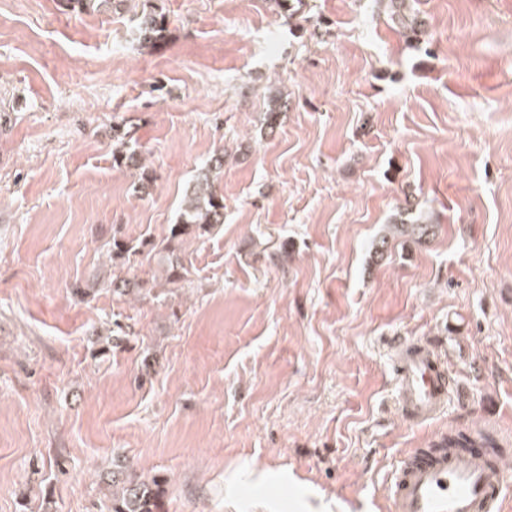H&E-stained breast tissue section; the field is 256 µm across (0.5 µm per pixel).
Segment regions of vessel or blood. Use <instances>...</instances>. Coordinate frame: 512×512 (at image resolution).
I'll use <instances>...</instances> for the list:
<instances>
[{
	"mask_svg": "<svg viewBox=\"0 0 512 512\" xmlns=\"http://www.w3.org/2000/svg\"><path fill=\"white\" fill-rule=\"evenodd\" d=\"M394 372L402 416L419 424L448 404L450 377L422 339H396ZM503 450L420 448L395 473L390 512H500L505 493Z\"/></svg>",
	"mask_w": 512,
	"mask_h": 512,
	"instance_id": "vessel-or-blood-1",
	"label": "vessel or blood"
}]
</instances>
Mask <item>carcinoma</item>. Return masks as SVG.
I'll return each mask as SVG.
<instances>
[{
    "label": "carcinoma",
    "instance_id": "1",
    "mask_svg": "<svg viewBox=\"0 0 512 512\" xmlns=\"http://www.w3.org/2000/svg\"><path fill=\"white\" fill-rule=\"evenodd\" d=\"M387 8L390 20L406 42L411 45L419 41V36L423 33L421 21L410 10L409 0H387ZM137 30L143 44L155 47L164 39L165 20L154 14H145L140 18ZM112 138L116 142L113 153L115 160L130 169L137 170L141 185L149 184L151 174L146 170L139 156L133 151L125 150L126 134L115 129ZM223 165L224 157L213 158L186 187L178 221L171 225L166 241L161 243L160 251L167 257V267L164 269L165 280L173 286L184 282L189 273L180 256V243L188 237L203 236L216 225L224 223V196L215 185L216 176L214 175V172L221 169ZM432 229L431 224H408L402 219L390 226V232L408 235L419 244L426 241L432 234ZM134 254L133 247L125 240L112 236L110 258H112V266L115 267L112 276L107 279H97L90 284L77 283L73 285L74 294L84 296L91 288H108L112 291L113 297L121 301L131 295L149 292L146 282L125 277L116 271V268L129 262L130 256ZM448 444L457 447L475 444L485 448L497 447L495 439L490 436H482L476 441L463 432L448 439ZM108 490L112 496V512H157L160 483L155 478L146 480L125 467H119L112 470Z\"/></svg>",
    "mask_w": 512,
    "mask_h": 512
}]
</instances>
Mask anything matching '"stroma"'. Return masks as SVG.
Instances as JSON below:
<instances>
[{
    "instance_id": "1",
    "label": "stroma",
    "mask_w": 512,
    "mask_h": 512,
    "mask_svg": "<svg viewBox=\"0 0 512 512\" xmlns=\"http://www.w3.org/2000/svg\"><path fill=\"white\" fill-rule=\"evenodd\" d=\"M0 0V512H112L115 464L161 482L158 512H227L253 461L296 484L242 500L388 512L413 449L489 425L512 439V0ZM165 39L140 43L141 15ZM285 110L266 129L270 96ZM152 169L139 189L113 128ZM224 222L159 247L216 154ZM426 243L374 244L398 214ZM136 252L149 295L72 286ZM121 331L103 355L94 339ZM437 337L464 399L412 424L386 341ZM390 20L398 28L401 36L410 45L419 42L423 33L421 21L409 8V0H386ZM257 477L256 483H264L271 477H276L281 483L296 484L297 479L288 468H281L276 472L271 470H258L245 462L238 468L232 478L225 480L224 483V503L229 510H238L237 503L239 499V488L246 481Z\"/></svg>"
}]
</instances>
